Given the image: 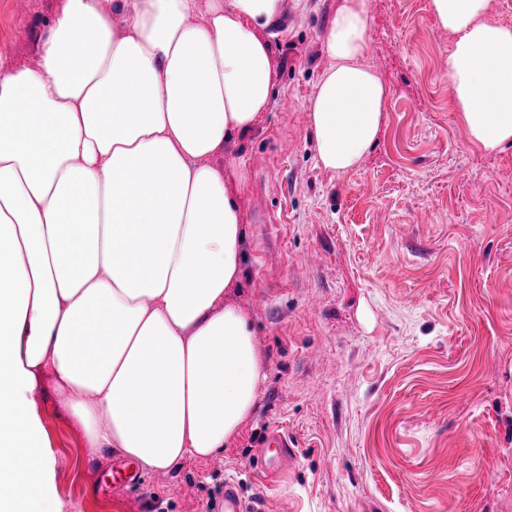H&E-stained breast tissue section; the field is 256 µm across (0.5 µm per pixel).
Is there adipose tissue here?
Instances as JSON below:
<instances>
[{
  "label": "adipose tissue",
  "mask_w": 512,
  "mask_h": 512,
  "mask_svg": "<svg viewBox=\"0 0 512 512\" xmlns=\"http://www.w3.org/2000/svg\"><path fill=\"white\" fill-rule=\"evenodd\" d=\"M285 0H64L34 65L0 68V512H65L30 395L146 471L227 448L266 378L228 302L245 229L216 159L274 91ZM470 141L512 144V27L430 0ZM368 0H341L309 104L320 165L357 168L389 88Z\"/></svg>",
  "instance_id": "adipose-tissue-1"
}]
</instances>
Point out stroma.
I'll list each match as a JSON object with an SVG mask.
<instances>
[{
    "instance_id": "obj_1",
    "label": "stroma",
    "mask_w": 512,
    "mask_h": 512,
    "mask_svg": "<svg viewBox=\"0 0 512 512\" xmlns=\"http://www.w3.org/2000/svg\"><path fill=\"white\" fill-rule=\"evenodd\" d=\"M338 2L286 0L265 32L269 110L218 159L246 229L228 300L249 312L266 371L253 413L224 451L130 488L124 458L88 448L39 385L66 512H220L229 481L267 512H512V145L469 140L430 0H368L384 125L356 170L321 167L308 106ZM61 4L0 0V65L33 64ZM276 427L296 459L263 481L253 462Z\"/></svg>"
}]
</instances>
